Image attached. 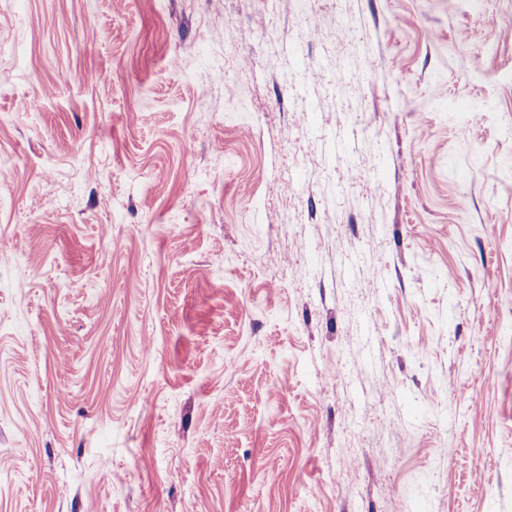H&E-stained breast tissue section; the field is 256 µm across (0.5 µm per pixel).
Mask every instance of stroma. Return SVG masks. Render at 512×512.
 <instances>
[{"label":"stroma","instance_id":"35a3bbf8","mask_svg":"<svg viewBox=\"0 0 512 512\" xmlns=\"http://www.w3.org/2000/svg\"><path fill=\"white\" fill-rule=\"evenodd\" d=\"M509 28L0 0V512H512Z\"/></svg>","mask_w":512,"mask_h":512}]
</instances>
